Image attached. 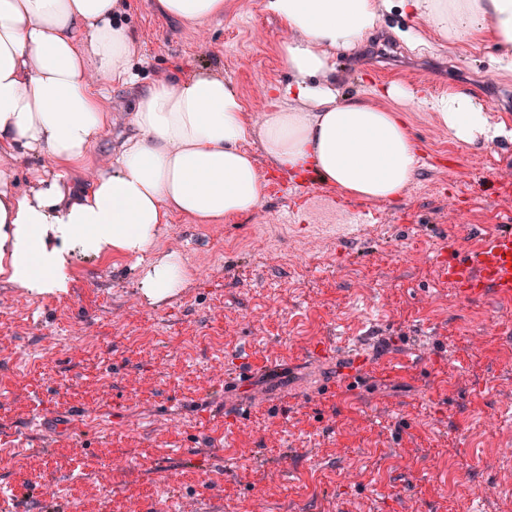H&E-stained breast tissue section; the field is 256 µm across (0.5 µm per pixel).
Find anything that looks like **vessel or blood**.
I'll use <instances>...</instances> for the list:
<instances>
[{
    "instance_id": "1",
    "label": "vessel or blood",
    "mask_w": 512,
    "mask_h": 512,
    "mask_svg": "<svg viewBox=\"0 0 512 512\" xmlns=\"http://www.w3.org/2000/svg\"><path fill=\"white\" fill-rule=\"evenodd\" d=\"M460 294L468 298L490 295L512 302V226L485 231L477 248L444 269Z\"/></svg>"
}]
</instances>
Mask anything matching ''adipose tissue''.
<instances>
[{
  "mask_svg": "<svg viewBox=\"0 0 512 512\" xmlns=\"http://www.w3.org/2000/svg\"><path fill=\"white\" fill-rule=\"evenodd\" d=\"M288 37L292 81L248 120L223 75L145 86L126 137L89 185L74 175L112 121L100 85L131 79L134 41L123 0H0V281L35 295L68 293L75 261L113 253L143 270L153 303L181 294L191 277L181 254L151 251L169 218L220 224L264 203L260 159L294 176H315L365 201L397 198L412 182L420 150L404 117L337 87V62L357 52L386 12L400 8L425 43L488 37L500 69L512 71V0H263ZM159 12L204 25L224 0H157ZM465 144L508 137L467 91L429 100ZM259 143L260 154L248 149ZM29 184L16 190L17 168Z\"/></svg>",
  "mask_w": 512,
  "mask_h": 512,
  "instance_id": "obj_1",
  "label": "adipose tissue"
}]
</instances>
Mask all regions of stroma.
<instances>
[{
    "mask_svg": "<svg viewBox=\"0 0 512 512\" xmlns=\"http://www.w3.org/2000/svg\"><path fill=\"white\" fill-rule=\"evenodd\" d=\"M122 20L133 83L104 84L112 124L89 167L160 76L223 73L252 118L291 79L262 0H224L202 27L125 0ZM413 25L392 10L339 62L345 93L416 94L386 103L421 151L399 198L266 171L254 215H172L155 250L199 276L162 306L116 255L78 261L65 295L0 283V512H473L512 487L497 423L512 410V304L463 297L439 270L512 225V139L456 142L425 105L464 89L512 129V72L490 39L420 48L400 36ZM243 356L246 384L225 381Z\"/></svg>",
    "mask_w": 512,
    "mask_h": 512,
    "instance_id": "35a3bbf8",
    "label": "stroma"
}]
</instances>
